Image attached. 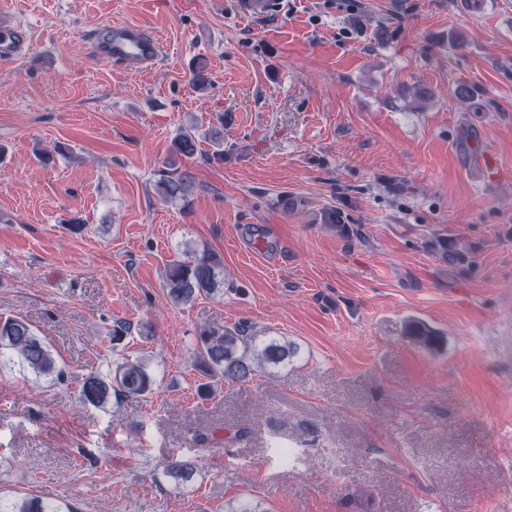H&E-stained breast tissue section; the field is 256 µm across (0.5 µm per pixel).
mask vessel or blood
I'll list each match as a JSON object with an SVG mask.
<instances>
[{
  "mask_svg": "<svg viewBox=\"0 0 512 512\" xmlns=\"http://www.w3.org/2000/svg\"><path fill=\"white\" fill-rule=\"evenodd\" d=\"M276 0H237L238 12L250 19L270 17ZM87 41L94 53L112 61L128 65H150L159 55L154 35L134 22H113L91 33ZM31 46L28 27L20 21L0 14V62H13L22 58Z\"/></svg>",
  "mask_w": 512,
  "mask_h": 512,
  "instance_id": "1",
  "label": "vessel or blood"
}]
</instances>
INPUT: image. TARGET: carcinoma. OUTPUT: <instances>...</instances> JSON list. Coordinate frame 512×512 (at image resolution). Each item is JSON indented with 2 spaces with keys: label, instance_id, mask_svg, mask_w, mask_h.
Returning a JSON list of instances; mask_svg holds the SVG:
<instances>
[{
  "label": "carcinoma",
  "instance_id": "carcinoma-1",
  "mask_svg": "<svg viewBox=\"0 0 512 512\" xmlns=\"http://www.w3.org/2000/svg\"><path fill=\"white\" fill-rule=\"evenodd\" d=\"M175 154L192 158L197 154V139L184 131L173 143ZM157 187L170 201L187 202L192 182L185 172H162ZM224 262L208 248L189 249L185 257L169 262L165 269V287L176 304H188L200 296H212L219 291ZM403 334L423 349L434 350L441 336L431 326L418 319L408 320ZM296 347L288 340L275 336L259 338L241 325H207L200 329L195 348L196 369L208 379L199 386L202 398L210 396L219 385L228 382H248L255 372H271L288 364ZM19 369L38 379L57 380L63 370L51 346L26 320L0 317V372ZM157 378L143 359H125L115 365L113 374L103 377L91 373L80 386L79 399L83 405L104 408L114 395L144 397L149 395ZM166 476L185 488L192 484L195 466L190 461L172 460L166 465ZM0 512H72L68 504L40 497L0 494Z\"/></svg>",
  "mask_w": 512,
  "mask_h": 512
}]
</instances>
